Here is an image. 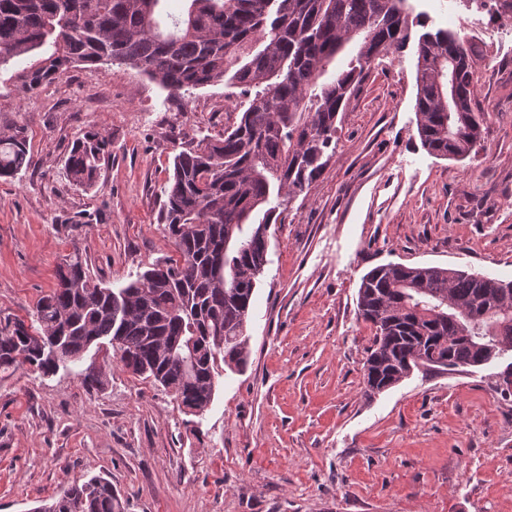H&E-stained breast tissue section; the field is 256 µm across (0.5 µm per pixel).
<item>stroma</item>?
Returning a JSON list of instances; mask_svg holds the SVG:
<instances>
[{"mask_svg": "<svg viewBox=\"0 0 512 512\" xmlns=\"http://www.w3.org/2000/svg\"><path fill=\"white\" fill-rule=\"evenodd\" d=\"M468 10L405 0L410 38L366 73L333 156L272 225L248 366L221 374L202 414L105 349L49 377L0 374V512H30L94 476L127 512H512L505 361L366 395L375 330L357 309L362 276L387 263L512 280V22L476 39ZM443 26L466 38L487 114L462 161L429 154L417 134L416 45ZM40 61L0 64V133L22 131L29 156L0 179L1 321L30 320L73 250L109 288L173 254L159 222L173 157L238 119L222 81L179 98L130 66L80 65L33 89ZM90 131L108 152L84 190L64 162ZM91 364L103 387L82 384Z\"/></svg>", "mask_w": 512, "mask_h": 512, "instance_id": "stroma-1", "label": "stroma"}]
</instances>
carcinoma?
I'll return each mask as SVG.
<instances>
[{
	"instance_id": "obj_1",
	"label": "carcinoma",
	"mask_w": 512,
	"mask_h": 512,
	"mask_svg": "<svg viewBox=\"0 0 512 512\" xmlns=\"http://www.w3.org/2000/svg\"><path fill=\"white\" fill-rule=\"evenodd\" d=\"M0 0V63L45 54L31 81L74 65L128 64L183 97L218 81L240 90L239 121L224 137L182 147L163 187V232L176 255L160 257L117 289L88 274L79 250L58 266L33 324L0 327V372L43 376L118 341L123 368L204 412L218 362L242 371L246 324L268 233L285 201L303 192L336 148V122L379 57L408 38L402 0ZM454 66L453 97L445 92ZM475 65L465 40L445 29L418 41L415 111L426 150L463 160L485 133L474 108ZM107 140L88 132L70 147L67 177L92 188ZM17 132L0 135V178L27 164ZM375 327L364 370L369 393L414 370L456 372L512 351V281L441 266L385 264L358 291ZM32 512H125L109 481L75 482Z\"/></svg>"
}]
</instances>
